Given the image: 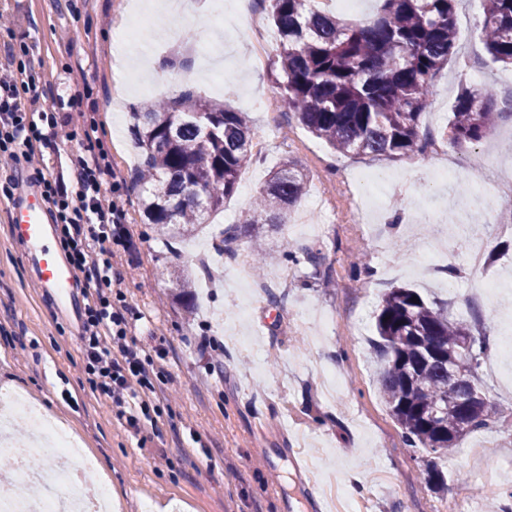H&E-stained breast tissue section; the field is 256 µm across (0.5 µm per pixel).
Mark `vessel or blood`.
<instances>
[{"label": "vessel or blood", "mask_w": 512, "mask_h": 512, "mask_svg": "<svg viewBox=\"0 0 512 512\" xmlns=\"http://www.w3.org/2000/svg\"><path fill=\"white\" fill-rule=\"evenodd\" d=\"M9 222L14 238L26 248V257L36 282L41 288L57 293L61 310L77 313L85 288L57 246L46 201L37 184L27 183L12 202Z\"/></svg>", "instance_id": "b4317fda"}]
</instances>
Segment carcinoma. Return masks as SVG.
<instances>
[{"label": "carcinoma", "mask_w": 512, "mask_h": 512, "mask_svg": "<svg viewBox=\"0 0 512 512\" xmlns=\"http://www.w3.org/2000/svg\"><path fill=\"white\" fill-rule=\"evenodd\" d=\"M268 2L283 91L301 124L340 154L403 158L425 151L420 118L434 79L454 53L457 0H379L377 15L363 23L317 9L314 0ZM482 2L485 48L494 61L512 66V0ZM198 113L207 125L195 120ZM496 113L492 86L461 87L450 139L456 145L482 141ZM137 117L136 139L145 157L144 213L171 238L189 235L235 193L251 158L249 116L185 90ZM305 183L288 165L274 172L258 192L251 218L227 228L219 243L223 252L235 255L232 244L246 239L253 246L249 266L261 268L269 259L268 228L282 223L304 195ZM376 329L385 362L384 401L410 446L432 455L427 482L433 487L437 459L498 414L491 401L471 416L465 407L471 393L482 389L479 369L488 342L403 287L382 297ZM450 367L460 374L453 385Z\"/></svg>", "instance_id": "cac0c4a2"}]
</instances>
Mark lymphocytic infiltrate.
I'll return each instance as SVG.
<instances>
[{"mask_svg": "<svg viewBox=\"0 0 512 512\" xmlns=\"http://www.w3.org/2000/svg\"><path fill=\"white\" fill-rule=\"evenodd\" d=\"M57 124L51 108L26 109L16 79H0L1 159L41 172V128ZM111 174L104 153L77 155L71 160L75 194H68L53 177L42 176L40 184L69 263L94 286L84 308L85 372L93 389L111 400L118 419L137 434L152 420L140 392L152 387L154 369L127 344L129 309L112 297V252L107 244L123 235L124 227L121 183Z\"/></svg>", "mask_w": 512, "mask_h": 512, "instance_id": "lymphocytic-infiltrate-1", "label": "lymphocytic infiltrate"}]
</instances>
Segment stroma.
<instances>
[{"mask_svg":"<svg viewBox=\"0 0 512 512\" xmlns=\"http://www.w3.org/2000/svg\"><path fill=\"white\" fill-rule=\"evenodd\" d=\"M12 19L0 29V77L13 75L7 50L27 43L40 67L28 73L40 104L66 117L40 145L46 171L69 172L85 152L77 133L95 124L121 189L128 234L112 242V290L133 313L130 347L158 369L149 400L155 425L132 434L84 372L82 337L61 314L54 293L39 287L23 247L11 236V197L0 194V389L17 390L80 436L110 489L112 512H334L311 483L348 486L367 512H502L512 505V222L501 215L512 195V159L491 165L490 149L512 150V112L491 135L461 148L442 132L462 85H493L512 99V68L492 61L480 35V0H458L455 53L437 76L421 117L432 147L410 159L335 153L288 108L274 68L278 46L268 8L241 12L225 48L223 92L210 89L176 47L166 17L147 28L146 54L119 55L112 35L125 0H0ZM271 43L261 65L249 60L250 31ZM220 98L251 120V153L239 186L225 200L236 221L248 217L270 173L292 161L307 179L305 200L269 233L273 259L254 277L248 245L224 260V285L185 308L173 278L182 269L202 281L192 252L212 249L222 225L183 242L162 236L141 206L136 177L141 151L134 115L185 88ZM483 191L477 225L457 218L460 201ZM321 196L335 223L300 225L307 198ZM429 228H422V221ZM310 249L319 266L287 262L284 251ZM454 279H447L448 267ZM286 277L287 288L275 287ZM405 286L486 336L483 389L499 419L467 434L440 459L444 486L427 489L426 455L405 441L379 391L381 360L375 316L389 288ZM224 344L210 368L202 337Z\"/></svg>","mask_w":512,"mask_h":512,"instance_id":"stroma-1","label":"stroma"}]
</instances>
